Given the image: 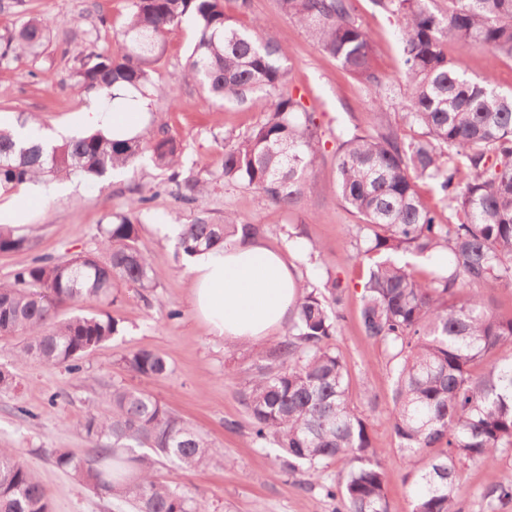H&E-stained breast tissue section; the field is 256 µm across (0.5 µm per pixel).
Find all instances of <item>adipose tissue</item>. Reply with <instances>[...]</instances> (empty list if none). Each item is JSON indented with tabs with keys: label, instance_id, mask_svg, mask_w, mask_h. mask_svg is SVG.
I'll return each mask as SVG.
<instances>
[{
	"label": "adipose tissue",
	"instance_id": "adipose-tissue-1",
	"mask_svg": "<svg viewBox=\"0 0 512 512\" xmlns=\"http://www.w3.org/2000/svg\"><path fill=\"white\" fill-rule=\"evenodd\" d=\"M192 304L214 337L254 342L282 326L298 294L284 257L257 239H240L223 253L187 256Z\"/></svg>",
	"mask_w": 512,
	"mask_h": 512
}]
</instances>
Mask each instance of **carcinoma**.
<instances>
[{"label": "carcinoma", "instance_id": "1", "mask_svg": "<svg viewBox=\"0 0 512 512\" xmlns=\"http://www.w3.org/2000/svg\"><path fill=\"white\" fill-rule=\"evenodd\" d=\"M226 0H131L118 55L89 52L73 69L87 97L117 99L145 93L166 48V35L185 21L196 41L182 73L169 86L191 81L207 105L246 104L264 119L224 146V183L247 186L271 202L292 205L306 178L319 167L324 143L314 113L294 94L287 52L270 37L238 25ZM396 17L402 46L399 80L406 87L402 122L420 129L409 141L397 124L379 119L369 134L336 137V196L360 221L357 257L366 266L360 324L393 364L390 420L397 448L413 463L412 512H463L459 470L468 462L489 466L512 450V315H501L483 295L461 300L473 284L512 290V94L472 79L464 54L490 49L512 57V0H448L443 12L432 0H374ZM326 57L360 78L381 97L389 79L374 65V48L357 21L354 0H277ZM48 40L43 20L31 17L0 35V66L39 56ZM456 43L461 55L448 57ZM170 171L175 199L195 202L207 191L197 178L180 177L182 145L160 127L149 136L115 139L92 130L57 144L34 143L0 128V188L79 175L96 182L109 172H135L145 153ZM430 181L450 224L423 200L418 181ZM126 210L99 225L104 257L78 255L57 263L45 254L0 283V338L27 336L21 362L63 366L72 373L91 352L119 332L108 313L55 320L64 304L115 302L118 283L153 288L158 272L136 247L145 188L128 185ZM260 224L234 214L216 219L201 211L181 225L185 254L222 248L237 234L258 236ZM32 248L30 240L0 227V253ZM448 267L426 276L414 260L437 250ZM348 286L327 274L320 287L301 293L288 333L266 355L241 394L254 443L279 449L290 473L319 477L324 460L344 474L326 495L340 497V512H389L390 480L384 451L374 446L366 417L354 404L350 373L334 340L341 334V305ZM136 376L168 374V359L139 349L124 358ZM105 412L82 422L95 443L85 455L54 453L105 497L125 500L133 512H206L196 498L157 477L153 460L182 471L206 467L219 449L205 435L144 389L114 385ZM485 497L512 502V471L487 488ZM0 512H50L36 477L0 448Z\"/></svg>", "mask_w": 512, "mask_h": 512}]
</instances>
